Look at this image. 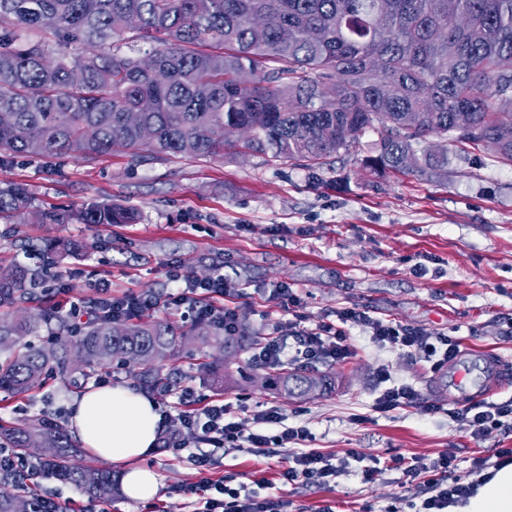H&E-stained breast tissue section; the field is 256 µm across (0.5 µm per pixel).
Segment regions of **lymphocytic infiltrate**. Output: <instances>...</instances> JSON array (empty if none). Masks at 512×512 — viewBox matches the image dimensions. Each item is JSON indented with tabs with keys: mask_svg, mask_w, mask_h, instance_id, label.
<instances>
[{
	"mask_svg": "<svg viewBox=\"0 0 512 512\" xmlns=\"http://www.w3.org/2000/svg\"><path fill=\"white\" fill-rule=\"evenodd\" d=\"M236 292L223 276L198 282L186 280L177 292L159 296L154 293H132L121 298L99 289L92 301L94 311L115 318H138L158 308L179 310L184 318L207 320L225 334H235L238 317L235 308L226 303L227 297ZM267 301L288 312V320L276 323L271 332L255 344L250 361L254 367L276 372L284 365L314 368L330 365L349 358L353 347L348 330L358 327L366 333L370 343L379 350H393L400 354L428 362L432 371L447 368L460 353V342L453 336L435 335L422 326L384 320L370 315L359 307L337 310L335 320H322L307 325L306 318L297 314L298 304L293 289L279 284L266 292ZM378 395L373 408L388 412L401 407H412L422 414L437 413L438 407L424 398L416 387L393 376L388 364H381L376 373ZM177 398L183 411L182 427L193 431L199 442L215 448H239L242 446L265 454L274 453L284 445H295L296 450L288 458L281 476L289 483L317 484L323 487L337 479L350 462L361 463L364 482H371L377 468L366 464V456L351 451L349 456L335 458L313 448V434L303 426L286 425L275 408L258 411L256 424H274L278 431L266 434L251 431L229 417V404L218 399L196 395L192 387H181ZM451 417L459 428L479 439L491 430L504 427L506 418H512V400L505 402L481 401L461 406ZM512 463V448L497 452L495 459H474L469 470H459L454 455L439 454L434 458L396 455L389 459V469L401 471L405 485L413 489L416 502L414 512H447L449 506L462 503L473 495L478 487L476 474L490 467H503ZM184 496L200 498L202 512H282L284 503L276 498L259 499L240 494L238 489L221 481L205 480L183 488Z\"/></svg>",
	"mask_w": 512,
	"mask_h": 512,
	"instance_id": "lymphocytic-infiltrate-1",
	"label": "lymphocytic infiltrate"
}]
</instances>
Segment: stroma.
<instances>
[{
  "label": "stroma",
  "instance_id": "obj_1",
  "mask_svg": "<svg viewBox=\"0 0 512 512\" xmlns=\"http://www.w3.org/2000/svg\"><path fill=\"white\" fill-rule=\"evenodd\" d=\"M373 141L365 134L357 152L338 153L320 170L231 150L220 157H161L145 146L91 162L70 155L2 161L0 187L26 185L35 209L112 202L139 211L134 224H0V263L27 265L43 280L37 303L19 312L52 307L57 288L67 299L85 301L100 281L119 297L176 291L178 274L198 281L221 274L238 289L239 323L254 338L287 319L263 298L266 288L284 282L309 323L359 305L377 317L457 337L463 347L512 365V163L487 148L452 144L444 176L382 175L363 165ZM67 240L86 248L68 255L44 249ZM349 338L355 355L319 366L331 385L304 399L269 387L250 352L228 359L215 343L207 372L199 371L188 346L179 347L165 370L171 385L230 403L244 426L256 411L276 407L287 424L310 429L316 448L338 458L352 449L384 460L447 452L466 470L475 458L512 448V427L479 440L460 430L449 416L457 403L427 362L376 350L356 327ZM384 362L436 402L438 413L374 411L375 372ZM79 394L60 376L24 398L0 392V422L43 415L67 422ZM198 453L194 446L154 448L142 461L159 480L147 502L91 497L49 476L38 478V491L74 512H191L179 490L204 476L194 463ZM210 455L206 476L230 479L246 494L279 497L286 512H387L403 507L408 493L400 471H380L366 483L357 462L329 488L286 483L285 448L269 457L245 448H214Z\"/></svg>",
  "mask_w": 512,
  "mask_h": 512
}]
</instances>
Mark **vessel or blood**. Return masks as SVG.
<instances>
[{"instance_id":"b4317fda","label":"vessel or blood","mask_w":512,"mask_h":512,"mask_svg":"<svg viewBox=\"0 0 512 512\" xmlns=\"http://www.w3.org/2000/svg\"><path fill=\"white\" fill-rule=\"evenodd\" d=\"M448 375L459 396L473 402L483 399L490 386L512 387V372L506 371L497 360L471 350L460 353L457 364Z\"/></svg>"}]
</instances>
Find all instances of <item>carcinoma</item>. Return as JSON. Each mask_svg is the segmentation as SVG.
I'll return each instance as SVG.
<instances>
[{
  "label": "carcinoma",
  "mask_w": 512,
  "mask_h": 512,
  "mask_svg": "<svg viewBox=\"0 0 512 512\" xmlns=\"http://www.w3.org/2000/svg\"><path fill=\"white\" fill-rule=\"evenodd\" d=\"M154 44L169 79L157 82L115 38ZM73 44L83 47L70 52ZM512 0H0V160L72 154L90 159L147 143L159 156L212 157L227 146L320 168L377 135L375 172L441 175L448 143L494 148L512 161ZM235 126L246 138L229 141ZM439 143L427 147L426 138ZM132 224L137 212L101 203L31 212L22 185L0 188V223ZM27 268H0V308L28 299ZM53 311L0 318V391L24 394L46 374L88 380L113 362L137 368L146 390L167 386L165 362L182 340L166 321L96 318L69 358L21 337ZM285 394L316 381L299 368L269 375ZM0 448L38 450L49 474L93 495L119 476L77 465L78 448L53 418L5 425ZM57 512L0 481V512Z\"/></svg>",
  "instance_id": "1"
}]
</instances>
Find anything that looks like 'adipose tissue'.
<instances>
[{
  "mask_svg": "<svg viewBox=\"0 0 512 512\" xmlns=\"http://www.w3.org/2000/svg\"><path fill=\"white\" fill-rule=\"evenodd\" d=\"M162 423L157 403L126 386L87 389L69 415L75 440L92 456L121 466L122 494L141 502L158 491L156 473L139 461L153 448ZM448 512H512V464L495 470L466 503L449 506Z\"/></svg>",
  "mask_w": 512,
  "mask_h": 512,
  "instance_id": "adipose-tissue-1",
  "label": "adipose tissue"
}]
</instances>
